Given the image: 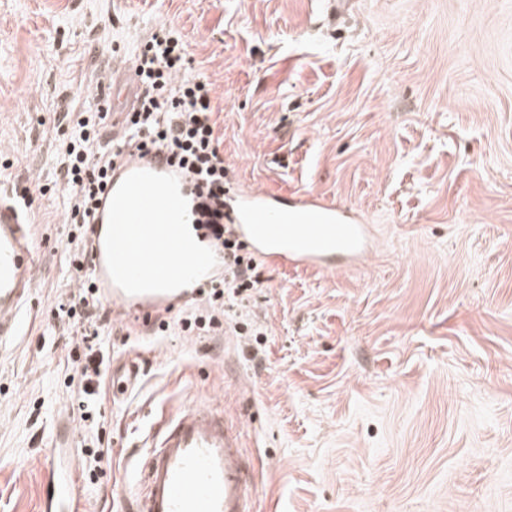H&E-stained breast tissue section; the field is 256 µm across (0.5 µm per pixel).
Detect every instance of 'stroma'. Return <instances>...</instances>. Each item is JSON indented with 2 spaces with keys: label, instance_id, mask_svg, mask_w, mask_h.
<instances>
[{
  "label": "stroma",
  "instance_id": "stroma-1",
  "mask_svg": "<svg viewBox=\"0 0 512 512\" xmlns=\"http://www.w3.org/2000/svg\"><path fill=\"white\" fill-rule=\"evenodd\" d=\"M182 27L211 83L230 186L311 191L376 227L356 268L263 267L243 334L104 343L140 379L106 402L96 512H129L166 417L211 401L257 461V512H512V0H0V194L28 189L37 288L0 347V512H39L71 417L54 318L76 289L55 177L63 109Z\"/></svg>",
  "mask_w": 512,
  "mask_h": 512
}]
</instances>
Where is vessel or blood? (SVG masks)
<instances>
[{
  "mask_svg": "<svg viewBox=\"0 0 512 512\" xmlns=\"http://www.w3.org/2000/svg\"><path fill=\"white\" fill-rule=\"evenodd\" d=\"M232 199L231 234L265 265L323 270L336 259L358 263L371 249V225L320 194L286 200L237 190ZM194 218L189 180L176 167L137 153L115 162L89 241L99 296L114 313L151 321L198 298L213 259L185 230ZM36 259L27 212L0 196V344L23 331ZM138 375L134 361L124 363L112 373L113 392L126 393ZM76 440L69 435L43 456L41 512H72L64 468L76 455ZM249 476L239 429L214 404H188L152 438L136 512H250Z\"/></svg>",
  "mask_w": 512,
  "mask_h": 512,
  "instance_id": "1",
  "label": "vessel or blood"
}]
</instances>
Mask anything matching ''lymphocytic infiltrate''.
<instances>
[{
	"instance_id": "lymphocytic-infiltrate-1",
	"label": "lymphocytic infiltrate",
	"mask_w": 512,
	"mask_h": 512,
	"mask_svg": "<svg viewBox=\"0 0 512 512\" xmlns=\"http://www.w3.org/2000/svg\"><path fill=\"white\" fill-rule=\"evenodd\" d=\"M132 68L138 105L127 113L121 137L103 141L105 115L100 110L66 113L69 133L56 161L70 226L69 263L79 277L75 292L57 304L55 315L74 334L70 357L77 367L78 390L71 408L84 422L105 415L101 388L107 353L101 338L112 331V320L102 312L97 288L85 273L88 231L112 166L125 150L163 155L193 179L198 221L224 256V278L204 289V312L180 317L183 331L222 330L225 317L263 284L253 257L243 243L230 238L224 222V154L212 86L193 66L181 30L172 24L157 28L137 47Z\"/></svg>"
}]
</instances>
